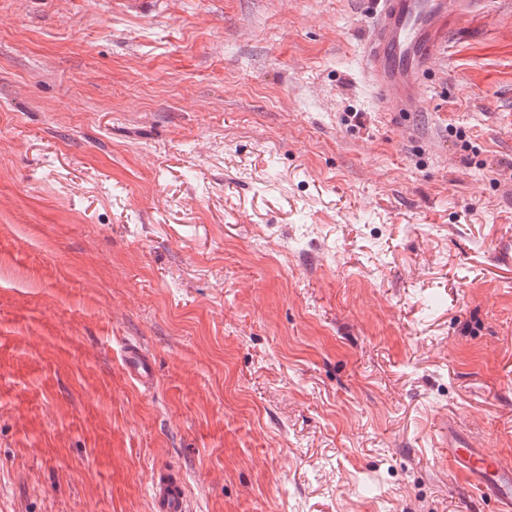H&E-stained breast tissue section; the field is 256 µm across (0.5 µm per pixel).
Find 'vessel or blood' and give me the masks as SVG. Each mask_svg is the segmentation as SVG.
Masks as SVG:
<instances>
[{
  "label": "vessel or blood",
  "instance_id": "1",
  "mask_svg": "<svg viewBox=\"0 0 512 512\" xmlns=\"http://www.w3.org/2000/svg\"><path fill=\"white\" fill-rule=\"evenodd\" d=\"M479 0H376L379 10L368 36L364 68L384 102L399 112L420 109L432 62L450 30L462 24ZM125 368L135 381H153L149 355L125 348ZM453 475L492 499L498 512H512V464L482 448L449 444L441 456ZM153 512H188L184 481L169 471L154 472Z\"/></svg>",
  "mask_w": 512,
  "mask_h": 512
}]
</instances>
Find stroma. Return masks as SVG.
Instances as JSON below:
<instances>
[{
	"instance_id": "stroma-1",
	"label": "stroma",
	"mask_w": 512,
	"mask_h": 512,
	"mask_svg": "<svg viewBox=\"0 0 512 512\" xmlns=\"http://www.w3.org/2000/svg\"><path fill=\"white\" fill-rule=\"evenodd\" d=\"M371 25L0 0V512H496L438 459L512 462V0L409 124ZM125 368L128 375L143 385L153 381L152 363L149 355L139 345L129 344L125 348ZM154 512H187L188 500L184 481L169 471L154 472L151 480Z\"/></svg>"
}]
</instances>
